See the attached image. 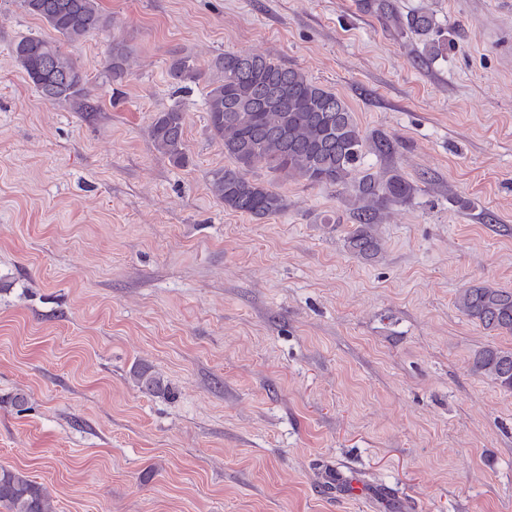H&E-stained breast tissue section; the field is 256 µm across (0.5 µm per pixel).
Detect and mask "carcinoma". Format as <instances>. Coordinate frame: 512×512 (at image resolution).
<instances>
[{"label":"carcinoma","instance_id":"1","mask_svg":"<svg viewBox=\"0 0 512 512\" xmlns=\"http://www.w3.org/2000/svg\"><path fill=\"white\" fill-rule=\"evenodd\" d=\"M365 2L401 25L390 0ZM19 5L57 34L55 41L24 36L10 47L39 97L49 103L86 98V76L61 50L60 42L84 39L110 25L99 0H19ZM129 57L125 44H112V81L125 77ZM210 70L207 127L232 161L210 172L211 193L225 208L262 219L283 211L286 203L281 195L248 177L261 163L312 186L350 185L355 192V227L347 238L348 247L366 259L377 255L378 213L390 203L407 200L414 187L398 173L377 175L360 170L366 139L347 102L301 69L263 55L226 50L211 61ZM168 75L182 83L199 81L206 73L193 58L175 56ZM184 134L185 115L176 107L155 113L149 126L154 147L175 166L183 167L189 160ZM455 305L484 329L512 334V290L474 285L459 293ZM471 370L512 390V351L485 347L474 353ZM0 502L11 512H52L40 484L6 468H0Z\"/></svg>","mask_w":512,"mask_h":512}]
</instances>
